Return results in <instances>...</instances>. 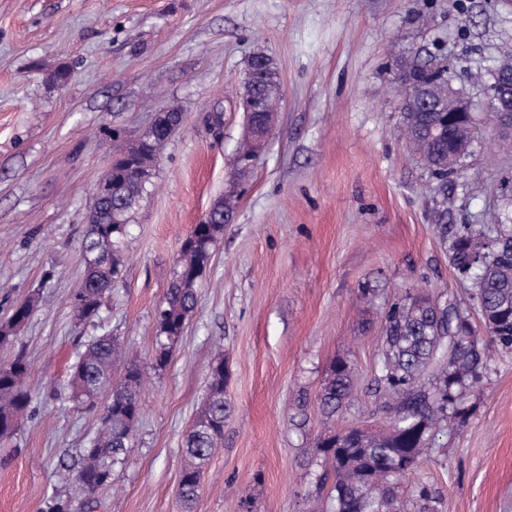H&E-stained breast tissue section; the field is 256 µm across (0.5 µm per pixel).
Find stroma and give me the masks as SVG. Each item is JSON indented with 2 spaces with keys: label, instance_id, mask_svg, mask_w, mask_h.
I'll return each instance as SVG.
<instances>
[{
  "label": "stroma",
  "instance_id": "35a3bbf8",
  "mask_svg": "<svg viewBox=\"0 0 512 512\" xmlns=\"http://www.w3.org/2000/svg\"><path fill=\"white\" fill-rule=\"evenodd\" d=\"M506 50L512 0H0V322L38 300L0 348V366L24 355L32 393L20 429L0 439V512H43L54 496L76 512H179L182 440L218 342L231 412L194 512H242L243 497L251 512H305L325 473L314 442L330 363L356 365L337 426H365L387 305L409 291L469 302L435 230V186L398 133V63L447 59L475 104L449 223L512 225V129L486 110L487 72ZM256 51L272 59L283 104L243 172L236 89ZM172 106L183 127L133 212L122 275L98 317L77 320L84 215L112 132L133 141ZM229 192L236 213L197 307L169 364L152 370L155 309L180 245ZM105 332L146 371L143 414L111 485L90 495L56 471L103 413L71 401L68 380L88 337ZM468 404L398 488L403 512H512V351L494 355Z\"/></svg>",
  "mask_w": 512,
  "mask_h": 512
}]
</instances>
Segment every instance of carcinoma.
<instances>
[{
	"instance_id": "obj_1",
	"label": "carcinoma",
	"mask_w": 512,
	"mask_h": 512,
	"mask_svg": "<svg viewBox=\"0 0 512 512\" xmlns=\"http://www.w3.org/2000/svg\"><path fill=\"white\" fill-rule=\"evenodd\" d=\"M419 86L446 90L448 75L422 65L409 66ZM282 92L277 72L266 71L261 101L277 105ZM399 134L421 165L434 176L441 194L436 232L448 245L457 277L470 283L471 302L477 308L489 342L475 336L468 308L450 299L439 306L427 294L408 293L393 301L380 334V354L371 396L370 416L384 420L378 431L356 427L317 437L316 448L332 467L334 512H400L392 485L412 476L430 457L436 436L468 414V394L485 374L493 348L512 349V227L507 224L448 225V113L404 112ZM113 154L121 161L112 172L119 195L93 202L82 242L85 286L73 306L79 320L96 317L112 281L121 275L126 227L135 206L151 183L152 167L146 153L160 156L169 137L162 132L128 144L113 136ZM236 204L221 200L214 221L195 226L182 241L174 279L156 310L157 349L153 369H161L183 336L186 321L197 306L199 283L209 266L212 248L224 232V209ZM34 305L15 308L0 323V346L13 343L28 323ZM119 345L109 335L93 336L72 365L69 386L78 403L102 391L110 394L100 425L79 458L62 462V479L81 482L93 494L112 483V470L133 443L142 416L139 398L143 369L133 364L118 381L112 366ZM28 364L15 358L0 368V437L12 435L27 414L32 396L26 379ZM354 365L337 359L329 367L320 394V408L331 417L352 393ZM228 371L224 352L210 366L204 404L193 428L183 440L184 465L180 475L183 512H193L203 465L224 443V419L230 405L224 398Z\"/></svg>"
}]
</instances>
